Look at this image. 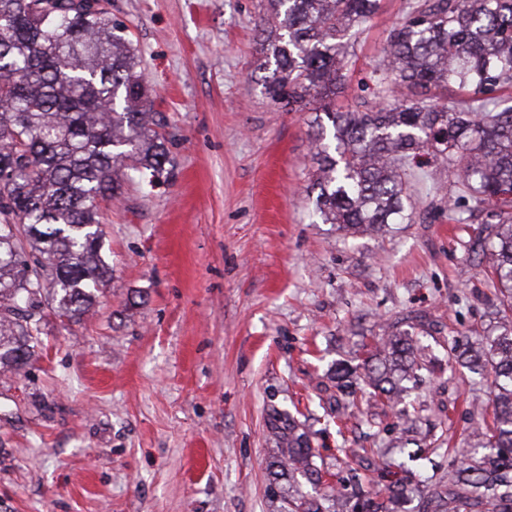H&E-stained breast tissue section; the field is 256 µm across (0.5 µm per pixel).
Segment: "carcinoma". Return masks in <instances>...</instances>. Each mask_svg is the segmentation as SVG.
I'll return each instance as SVG.
<instances>
[{
	"label": "carcinoma",
	"mask_w": 512,
	"mask_h": 512,
	"mask_svg": "<svg viewBox=\"0 0 512 512\" xmlns=\"http://www.w3.org/2000/svg\"><path fill=\"white\" fill-rule=\"evenodd\" d=\"M381 0H263L271 24L261 51L272 66L268 98L313 112L317 170L313 224L347 234L409 218L412 169L448 165L454 206L486 213L478 263L487 265L497 325L467 347L448 342V364L489 370L475 399L467 447L448 460V480L424 490L401 477L369 490L307 496L326 471L308 432L276 412L270 467L289 482L284 512H512V0H412L394 23L375 69L373 98L332 107L349 66L350 40ZM151 91L110 0H0V369L23 368L50 312L79 320L112 275L102 256L100 204L130 172L159 179L170 163ZM413 333L392 325L363 362L336 364V388L366 404H406V381L427 369Z\"/></svg>",
	"instance_id": "cac0c4a2"
}]
</instances>
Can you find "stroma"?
I'll return each mask as SVG.
<instances>
[{
    "label": "stroma",
    "instance_id": "stroma-1",
    "mask_svg": "<svg viewBox=\"0 0 512 512\" xmlns=\"http://www.w3.org/2000/svg\"><path fill=\"white\" fill-rule=\"evenodd\" d=\"M407 3L382 0L337 105L371 97ZM112 16L165 123L169 174L103 204L111 280L80 321L46 315L28 365L0 375V512H281L271 409L305 423L327 467L351 460L365 439L325 415L332 366L394 323L434 371L410 391L419 434L464 447L486 384L461 383L444 348L493 326V296L447 166L385 233L311 223L315 115L264 92L260 0H112Z\"/></svg>",
    "mask_w": 512,
    "mask_h": 512
}]
</instances>
